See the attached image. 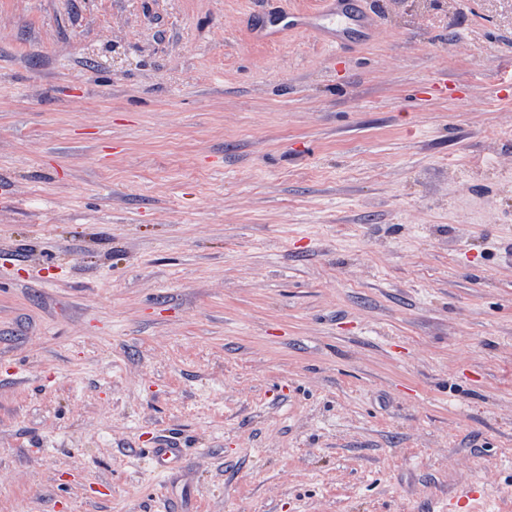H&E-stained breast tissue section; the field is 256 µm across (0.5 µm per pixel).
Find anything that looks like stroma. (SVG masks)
I'll return each mask as SVG.
<instances>
[{"instance_id":"obj_1","label":"stroma","mask_w":512,"mask_h":512,"mask_svg":"<svg viewBox=\"0 0 512 512\" xmlns=\"http://www.w3.org/2000/svg\"><path fill=\"white\" fill-rule=\"evenodd\" d=\"M315 2L0 0V512H512V0ZM357 21V18L347 14L344 0H322L315 8L298 11L292 26L296 30L318 34L324 44L335 51L342 46L339 28Z\"/></svg>"}]
</instances>
